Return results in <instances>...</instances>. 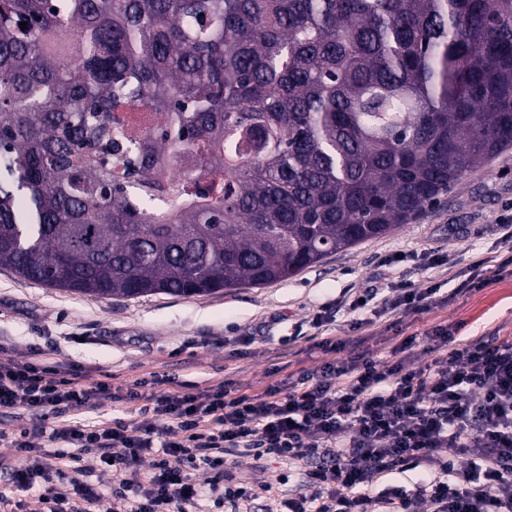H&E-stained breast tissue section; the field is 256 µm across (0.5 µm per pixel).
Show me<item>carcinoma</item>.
Returning <instances> with one entry per match:
<instances>
[{
    "mask_svg": "<svg viewBox=\"0 0 512 512\" xmlns=\"http://www.w3.org/2000/svg\"><path fill=\"white\" fill-rule=\"evenodd\" d=\"M511 145L512 0H0V268L47 288L287 279ZM125 116L124 114H120ZM151 112H130L125 116V132L123 136H116L112 131V165L116 160L123 163L121 171L126 164V158L131 161L133 137L149 123ZM133 141V140H132Z\"/></svg>",
    "mask_w": 512,
    "mask_h": 512,
    "instance_id": "carcinoma-1",
    "label": "carcinoma"
}]
</instances>
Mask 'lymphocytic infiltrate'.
Listing matches in <instances>:
<instances>
[{
  "label": "lymphocytic infiltrate",
  "mask_w": 512,
  "mask_h": 512,
  "mask_svg": "<svg viewBox=\"0 0 512 512\" xmlns=\"http://www.w3.org/2000/svg\"><path fill=\"white\" fill-rule=\"evenodd\" d=\"M435 293L401 282L394 294L341 305L397 321L428 310ZM418 343L430 362L417 363ZM323 346L330 360L284 390L251 395L229 381L199 390L169 377L159 389H129L124 403L145 407L131 421L85 420L112 385L89 381L80 365L0 358V410H25L49 431L42 448L26 430L0 429V446L22 459L9 482L36 491L49 512H98L82 458L92 448L101 473L125 475L111 512H188L205 486L238 512L254 491L225 482V457L235 453L306 462L304 489L285 500L286 512H512V340H459L439 324L406 337L385 364L341 357L332 337ZM459 455L480 461L479 474L459 471ZM416 468L415 490L374 494L384 476Z\"/></svg>",
  "instance_id": "1"
}]
</instances>
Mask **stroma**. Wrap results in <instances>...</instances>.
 I'll return each mask as SVG.
<instances>
[{"label": "stroma", "instance_id": "35a3bbf8", "mask_svg": "<svg viewBox=\"0 0 512 512\" xmlns=\"http://www.w3.org/2000/svg\"><path fill=\"white\" fill-rule=\"evenodd\" d=\"M512 224V147L464 176L437 203L388 235L333 254L320 264L259 287L208 296L164 293L140 298H95L48 288L0 268V340L12 358L34 352L68 359L92 380L127 388L170 375L206 388L222 380L259 394L287 386L327 358L324 338H354L371 358L393 360L404 337L442 324L458 338L497 335L512 340V272L476 290L460 287L473 261L500 243ZM445 265L430 267L431 254ZM437 287L438 302L399 323L355 330L339 299L391 282ZM336 313L318 328V315ZM301 463L285 458L236 457V480L269 485L251 512H276L300 488Z\"/></svg>", "mask_w": 512, "mask_h": 512}]
</instances>
